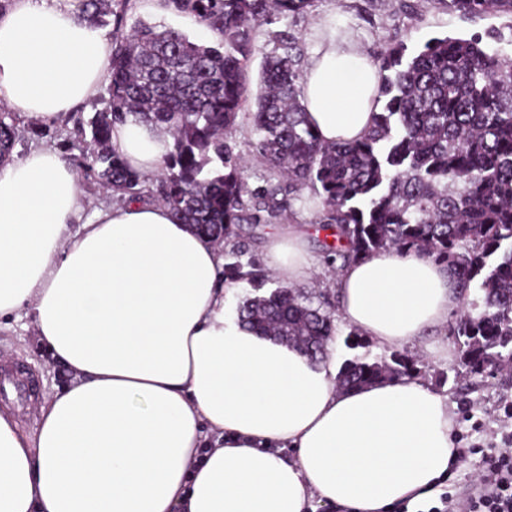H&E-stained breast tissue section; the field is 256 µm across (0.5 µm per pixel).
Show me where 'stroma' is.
<instances>
[{"label":"stroma","instance_id":"1","mask_svg":"<svg viewBox=\"0 0 512 512\" xmlns=\"http://www.w3.org/2000/svg\"><path fill=\"white\" fill-rule=\"evenodd\" d=\"M326 20L336 21L373 57L384 45L393 42L419 48L433 37L467 38L494 30L502 36L500 49L512 58V18L493 14L465 16L448 9L444 0H316L310 15L280 22L278 28L297 36L303 50L308 51L313 47L311 33ZM107 100L106 93H99L76 108L67 122L43 125L32 120L21 121L15 152L49 146L61 151L67 159H74L76 150L71 137L75 121L88 120L105 108ZM321 244V239L314 237L308 242L314 267L303 288L313 302L335 311L339 308L338 268L324 263ZM403 351L422 358V382L437 393L450 395L456 405L457 445L466 454L442 488L458 496L467 495L483 468L482 452L502 448L504 435L512 432V419L503 412L505 405L512 404V362H502L492 378L462 375L441 380V373H447L459 359V348L444 326L435 331L431 340L405 345ZM0 357L14 362V386L8 389L0 385V406H9L20 428L35 434L41 407L60 388L69 385L72 377L39 341L33 320L26 314L0 325Z\"/></svg>","mask_w":512,"mask_h":512}]
</instances>
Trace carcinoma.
Instances as JSON below:
<instances>
[{"label":"carcinoma","instance_id":"cac0c4a2","mask_svg":"<svg viewBox=\"0 0 512 512\" xmlns=\"http://www.w3.org/2000/svg\"><path fill=\"white\" fill-rule=\"evenodd\" d=\"M468 16L512 17V0H446ZM131 0H82L81 19L113 24L105 76L107 107L78 128L85 183L129 201L160 202L183 224L224 244V281L260 289L270 280L251 252L253 230L298 202L336 228L342 252L329 263L382 250L418 252L455 277L466 308L449 329L458 367L485 374L512 359V72L479 34L434 37L409 53L389 44L378 57L379 86L369 130L326 143L302 105L305 73L294 37L274 34L262 55L253 153L266 185L251 187L233 132L248 100V68L261 55L257 28L310 14L314 0H165L218 34L203 44L186 33L127 24ZM169 136L161 173L133 169L110 146L129 119ZM20 115L0 113V163L12 156ZM311 195H304L305 190ZM240 324L299 347L314 359L337 336L334 314L296 288L246 299ZM393 351L345 360L336 385L368 386L421 372Z\"/></svg>","mask_w":512,"mask_h":512}]
</instances>
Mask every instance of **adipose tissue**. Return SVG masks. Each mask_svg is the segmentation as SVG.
<instances>
[{
    "mask_svg": "<svg viewBox=\"0 0 512 512\" xmlns=\"http://www.w3.org/2000/svg\"><path fill=\"white\" fill-rule=\"evenodd\" d=\"M302 100L329 142L369 128L377 68L355 39L315 29ZM111 37L78 0H14L0 12V99L52 121L93 98ZM112 147L159 173L169 137L129 121ZM72 166L50 147L0 165V319L30 308L75 381L42 406L36 435L0 410V512H395L458 460L453 407L419 379L337 389L319 363L224 313V255L162 205L128 201L78 222ZM77 231H69V224ZM302 225L285 224L264 262L310 279ZM339 316L383 347L420 340L459 310L448 269L386 251L345 265ZM291 449L282 457L281 449Z\"/></svg>",
    "mask_w": 512,
    "mask_h": 512,
    "instance_id": "ef3b65f1",
    "label": "adipose tissue"
}]
</instances>
